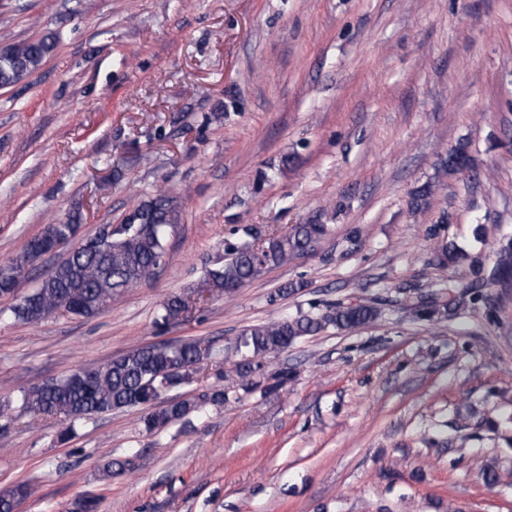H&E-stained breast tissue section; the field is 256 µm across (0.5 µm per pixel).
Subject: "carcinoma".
<instances>
[{
  "mask_svg": "<svg viewBox=\"0 0 512 512\" xmlns=\"http://www.w3.org/2000/svg\"><path fill=\"white\" fill-rule=\"evenodd\" d=\"M56 46L48 35L36 40L7 44L0 54V87H11L38 70ZM474 167L468 146L460 143L440 159L437 175L465 173ZM436 182L429 181L410 193L412 213L420 212L432 196ZM81 208L76 206L66 221L48 225L42 235L27 243L23 251L0 267V295L12 296L14 317L26 323H39L54 314L93 317L104 310L112 298L151 278L166 256L169 233L180 221L176 195L161 191L140 203L115 226L101 225L95 234L76 239L82 224ZM328 232V225L317 222L296 224L285 233L268 232L260 242L246 237L224 242V260L208 269L199 293L210 297L230 293L256 279L271 267L287 264L314 249ZM77 240L68 257L50 269L38 288L23 293V272L36 259L41 243L54 245ZM438 265H456L462 253L454 245L436 249ZM512 277V244L496 252L490 279L502 284ZM189 298L183 294L168 296L161 305L163 325L182 321L189 312ZM381 307L374 300L357 304H339L322 315H300L270 321L245 330L235 343L236 353L246 352L233 363V371L242 379L250 377L257 364L254 359L278 353L303 336L315 335L329 325L357 330L373 323ZM211 355L203 339L181 343L139 345L111 361L94 367H79L60 379L46 380L20 391L16 401H0V436L10 430L14 411L46 416H64L76 420L136 406H149L143 419L147 431L165 429L185 421L202 407L221 405L224 390L211 388L198 395L169 400L155 406L163 390L191 385L198 365ZM31 494V487L19 484L0 492V512H12L14 506Z\"/></svg>",
  "mask_w": 512,
  "mask_h": 512,
  "instance_id": "cac0c4a2",
  "label": "carcinoma"
}]
</instances>
